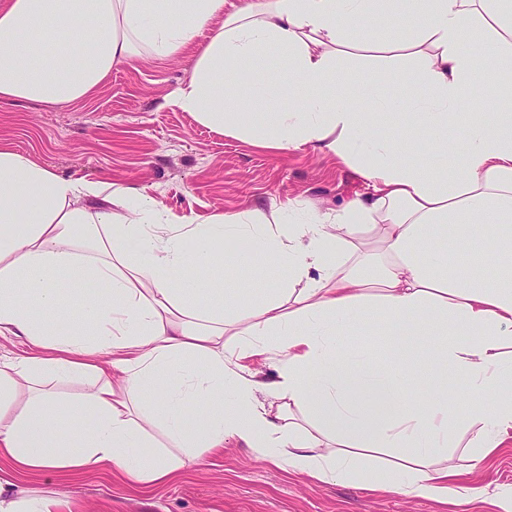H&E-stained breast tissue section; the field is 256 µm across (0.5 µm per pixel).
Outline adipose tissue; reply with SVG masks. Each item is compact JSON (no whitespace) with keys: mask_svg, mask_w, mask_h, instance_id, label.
<instances>
[{"mask_svg":"<svg viewBox=\"0 0 512 512\" xmlns=\"http://www.w3.org/2000/svg\"><path fill=\"white\" fill-rule=\"evenodd\" d=\"M0 0V98L66 103L91 95L139 46L174 57L204 30L209 41L172 102L204 124L284 154L326 150L366 184L347 205L295 221L293 205L227 213L198 223L157 222L155 201L109 180L61 176L0 143V337L43 348L0 359V453L20 470L68 476L89 465L146 486L234 443L322 482L353 475L356 448H400L403 462L366 476L373 489L447 498L448 427L465 387L468 447L492 452L512 433V0ZM412 25V39L372 34L371 51L412 60L410 109L426 150L407 154L381 120L394 101L351 86L341 70L353 29ZM487 50L477 70L471 46ZM65 48L58 59L56 48ZM276 52L268 59L265 49ZM259 76L255 96L224 87V67ZM278 77L262 80L269 67ZM478 87L477 98L463 91ZM288 93L291 106L253 125L255 109ZM467 146L453 153L449 126ZM103 198L108 207L86 206ZM242 248L220 252L224 239ZM480 245L484 269L458 261ZM275 266L245 304L229 306L210 279L217 265ZM105 285L87 294L67 331L59 273ZM381 315L372 325L373 315ZM375 328L410 342L395 364L361 358L345 333ZM273 352L272 401L244 359ZM429 403L407 383L423 355ZM111 356L102 364L100 356ZM77 375L86 392L61 398L39 377ZM153 401H140L145 389ZM496 396L488 405L487 396ZM201 404L198 432L185 404ZM67 418L74 448L55 433ZM160 428L165 444L150 431Z\"/></svg>","mask_w":512,"mask_h":512,"instance_id":"1","label":"adipose tissue"}]
</instances>
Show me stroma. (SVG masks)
I'll list each match as a JSON object with an SVG mask.
<instances>
[{"label":"stroma","mask_w":512,"mask_h":512,"mask_svg":"<svg viewBox=\"0 0 512 512\" xmlns=\"http://www.w3.org/2000/svg\"><path fill=\"white\" fill-rule=\"evenodd\" d=\"M373 28L367 21L351 34L355 51L343 67L350 82L376 83L395 99L398 110L387 128L402 135L414 124L406 107L414 69L363 50ZM198 54L191 44L176 57L157 59L143 47L115 65L87 98L62 104L0 100V141L62 176L142 191L172 223L264 210L274 200L323 211L363 191L361 177L331 152L275 154L172 105V93L189 80ZM467 419L457 413L452 428L456 446L448 464L460 475L445 501L374 491L357 480L321 483L239 446L188 462L174 481L152 488L100 466L72 479L52 471L17 476L2 457L0 475L15 477L21 495L66 499L63 512H496L491 498L512 488V438L488 455L461 447Z\"/></svg>","instance_id":"stroma-1"}]
</instances>
